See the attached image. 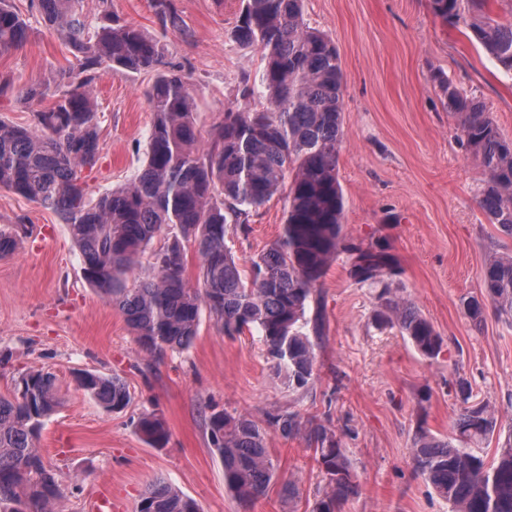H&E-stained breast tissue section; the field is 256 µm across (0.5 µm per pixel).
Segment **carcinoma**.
<instances>
[{"instance_id":"cac0c4a2","label":"carcinoma","mask_w":512,"mask_h":512,"mask_svg":"<svg viewBox=\"0 0 512 512\" xmlns=\"http://www.w3.org/2000/svg\"><path fill=\"white\" fill-rule=\"evenodd\" d=\"M37 22L72 50L68 70L22 89L27 101L53 99L33 113V124L0 119V188L57 212L69 227L85 282L123 316L149 354L189 350L207 311L226 335L256 330L273 373L289 390H307L315 378L316 348L326 336L320 283L342 259L357 284L379 289L381 320L398 327L424 357H436L443 339L415 305L390 297L400 273L385 242L364 247L343 234L345 195L337 161L344 139L343 72L336 44L304 22V0H243L231 31L241 47H256L264 63L259 87L243 89L244 104L224 112L206 149L199 147L197 95L190 77L165 66V47L100 0L102 19L91 22L83 0H31ZM164 31L188 35L174 0H151ZM432 12L470 31L505 72L512 71V20L491 15L490 0H430ZM30 23L12 0H0V53L22 45ZM154 73L146 90L152 123L142 167L122 185L87 199L83 171L99 153L98 104L104 74ZM463 145L484 171L478 204L499 238L512 241V139L502 136L483 102L447 77L435 78ZM286 218L278 239L244 268L229 236L249 232L251 211L282 190ZM18 226L0 228V257L17 246ZM194 249L196 284L184 275ZM480 296L461 304L474 323L485 303L512 324V251H493L479 275ZM25 395H0V512H50L62 496L53 470L36 446L56 412L54 377L22 375ZM78 385L103 409L131 402L121 377L90 371ZM455 390L462 409L453 434L419 431L411 448L415 471L448 501L452 512H512V425L502 426L485 403H470L463 379ZM285 438L306 433L312 460L327 487L311 512H342L359 492L336 431L300 413L273 417ZM210 443L224 466V486L243 506L264 495L277 476L266 429L249 417L211 411ZM137 431L153 448L169 437L164 418L143 413ZM496 441L489 459L478 453ZM137 512H201L169 481L147 485Z\"/></svg>"}]
</instances>
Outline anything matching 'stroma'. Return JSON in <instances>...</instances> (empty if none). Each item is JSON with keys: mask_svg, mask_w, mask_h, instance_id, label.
<instances>
[{"mask_svg": "<svg viewBox=\"0 0 512 512\" xmlns=\"http://www.w3.org/2000/svg\"><path fill=\"white\" fill-rule=\"evenodd\" d=\"M175 4L187 35L162 31L149 0H112L115 12L165 45L168 66L190 76L205 146L225 110L241 105L244 84H258L261 57L230 39L241 0ZM305 20L332 38L343 70V232L367 244L389 243L401 267L393 292L414 302L439 332L440 355L424 357L398 328L378 326L377 290L354 284L336 262L322 284L327 334L307 392L274 378L258 335H225L206 316L188 351L156 359L83 280L80 253L59 216L0 189V227H27L16 252L0 259V394L32 369L55 378L61 405L38 442L64 488L53 512H92L103 489L119 512H136L141 493L158 478L172 481L202 512H310L326 480L305 436L287 439L270 428L273 416L288 411L329 422L340 437L360 485L342 512H450L415 472L411 448L423 428L451 435L461 409L453 381L466 379L499 424H512V325L490 307L473 325L461 306L478 294L498 233L476 199L483 169L461 148L433 81L444 74L477 96L512 139V74L464 29L434 15L429 0H305ZM73 61L62 41L33 22L21 46L0 53V79L9 84L0 118L31 125L40 105L21 99L20 89ZM150 82L143 73L97 81L100 153L86 173L90 198L142 165ZM284 220L278 195L254 212L249 233L231 240L241 264L277 239ZM82 370L120 375L130 405L105 411L79 388ZM215 408L266 427L279 465L267 494L245 509L226 490L224 467L208 442L204 418ZM145 411L165 418V447H151L138 434Z\"/></svg>", "mask_w": 512, "mask_h": 512, "instance_id": "1", "label": "stroma"}]
</instances>
